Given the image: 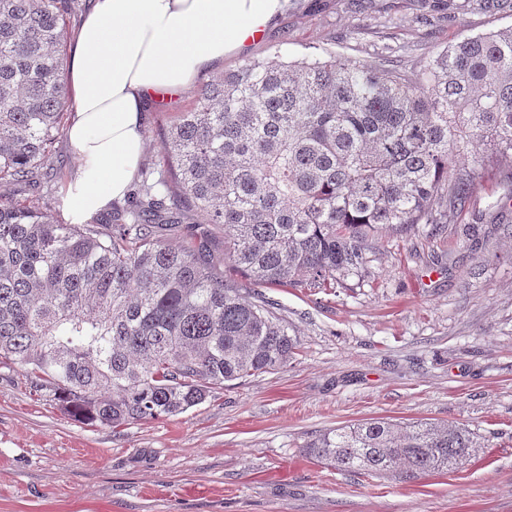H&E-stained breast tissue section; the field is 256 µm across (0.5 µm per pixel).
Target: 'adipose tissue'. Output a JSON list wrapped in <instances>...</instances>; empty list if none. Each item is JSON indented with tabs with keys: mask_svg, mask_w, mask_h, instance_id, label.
I'll return each instance as SVG.
<instances>
[{
	"mask_svg": "<svg viewBox=\"0 0 512 512\" xmlns=\"http://www.w3.org/2000/svg\"><path fill=\"white\" fill-rule=\"evenodd\" d=\"M288 0H92L66 67V136L79 157L65 191L71 223L89 222L131 190L144 152L142 114L161 96L238 52Z\"/></svg>",
	"mask_w": 512,
	"mask_h": 512,
	"instance_id": "1",
	"label": "adipose tissue"
}]
</instances>
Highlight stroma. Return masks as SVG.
Instances as JSON below:
<instances>
[{
	"instance_id": "stroma-1",
	"label": "stroma",
	"mask_w": 512,
	"mask_h": 512,
	"mask_svg": "<svg viewBox=\"0 0 512 512\" xmlns=\"http://www.w3.org/2000/svg\"><path fill=\"white\" fill-rule=\"evenodd\" d=\"M512 26L471 0H289L257 43L145 114L142 165L215 76L281 48L410 69L449 41ZM497 167L464 211L373 241L361 275L328 292L271 286L298 339L286 369L226 383L188 411L119 430L90 426L0 368V512H512V213ZM482 247L470 250L467 231ZM370 418L466 426L481 447L411 482L307 459L320 432Z\"/></svg>"
}]
</instances>
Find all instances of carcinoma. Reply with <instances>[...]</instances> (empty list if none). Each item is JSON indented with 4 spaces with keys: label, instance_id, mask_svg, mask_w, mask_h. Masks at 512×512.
<instances>
[{
    "label": "carcinoma",
    "instance_id": "obj_1",
    "mask_svg": "<svg viewBox=\"0 0 512 512\" xmlns=\"http://www.w3.org/2000/svg\"><path fill=\"white\" fill-rule=\"evenodd\" d=\"M74 8L0 0V367L91 426L176 416L286 367L298 340L261 289L336 288L361 273L370 239L464 210L485 165L476 146L512 180L510 27L412 70L328 49L247 61L204 85L168 132L170 178H143L105 228L61 223L51 148L67 127ZM187 210L222 230L228 273L212 266L211 235L173 244ZM478 447L463 425L376 418L303 453L411 480Z\"/></svg>",
    "mask_w": 512,
    "mask_h": 512
}]
</instances>
